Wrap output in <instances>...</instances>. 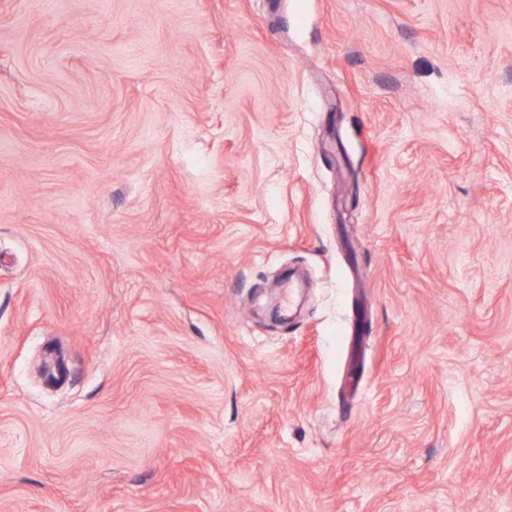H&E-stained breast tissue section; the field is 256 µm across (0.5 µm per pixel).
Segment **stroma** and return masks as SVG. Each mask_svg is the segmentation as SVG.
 Here are the masks:
<instances>
[{
	"label": "stroma",
	"mask_w": 512,
	"mask_h": 512,
	"mask_svg": "<svg viewBox=\"0 0 512 512\" xmlns=\"http://www.w3.org/2000/svg\"><path fill=\"white\" fill-rule=\"evenodd\" d=\"M0 512H512V0H0Z\"/></svg>",
	"instance_id": "obj_1"
}]
</instances>
